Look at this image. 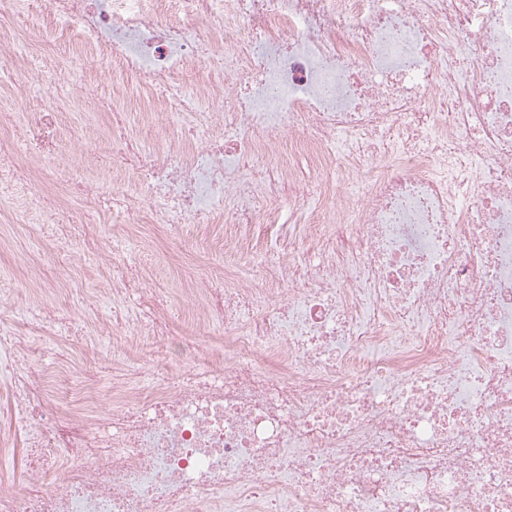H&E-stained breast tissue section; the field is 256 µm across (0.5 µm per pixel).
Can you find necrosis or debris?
Returning a JSON list of instances; mask_svg holds the SVG:
<instances>
[{
  "label": "necrosis or debris",
  "mask_w": 512,
  "mask_h": 512,
  "mask_svg": "<svg viewBox=\"0 0 512 512\" xmlns=\"http://www.w3.org/2000/svg\"><path fill=\"white\" fill-rule=\"evenodd\" d=\"M170 4L164 19L159 0H0L38 36L18 53L1 35L0 64L39 73L52 20L123 85L162 89L194 145L155 157L113 107L112 166L138 168L155 202L85 182L68 223L272 226L332 186L323 219L356 234L302 262L232 248L251 285L220 295L187 276L200 340L116 265L113 302L136 308L123 335L193 372L127 359L96 379L108 412L58 353L52 308L1 329L28 480L0 512H512V0ZM23 144L49 154L47 124L0 102V180ZM25 357L51 366L17 370Z\"/></svg>",
  "instance_id": "obj_1"
}]
</instances>
